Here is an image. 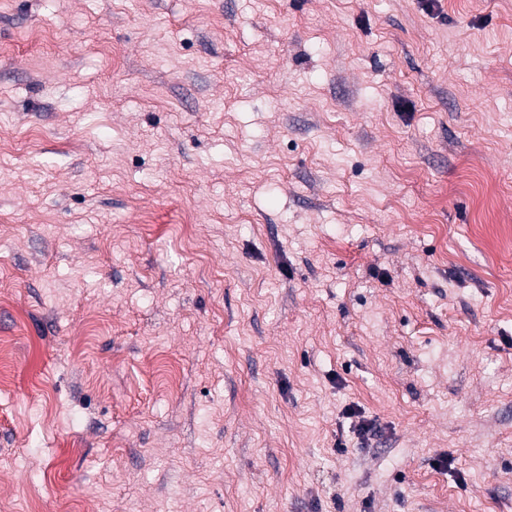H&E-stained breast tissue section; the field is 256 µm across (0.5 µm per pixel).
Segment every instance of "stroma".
Masks as SVG:
<instances>
[{
	"label": "stroma",
	"mask_w": 512,
	"mask_h": 512,
	"mask_svg": "<svg viewBox=\"0 0 512 512\" xmlns=\"http://www.w3.org/2000/svg\"><path fill=\"white\" fill-rule=\"evenodd\" d=\"M0 346V512H512V0H0Z\"/></svg>",
	"instance_id": "stroma-1"
}]
</instances>
